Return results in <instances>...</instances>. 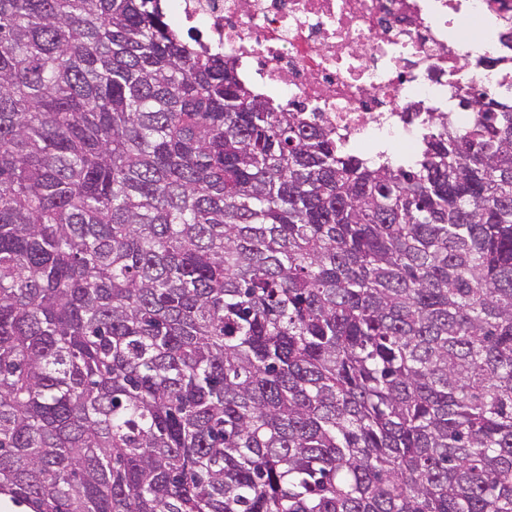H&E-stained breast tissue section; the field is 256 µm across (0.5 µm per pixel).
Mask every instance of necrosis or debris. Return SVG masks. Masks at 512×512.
<instances>
[{"label": "necrosis or debris", "mask_w": 512, "mask_h": 512, "mask_svg": "<svg viewBox=\"0 0 512 512\" xmlns=\"http://www.w3.org/2000/svg\"><path fill=\"white\" fill-rule=\"evenodd\" d=\"M168 23L197 50L235 62L240 78L375 159L415 157L435 118L469 87L512 92V47L499 34L512 0H162ZM498 61L464 58V22Z\"/></svg>", "instance_id": "4bbe7bcc"}]
</instances>
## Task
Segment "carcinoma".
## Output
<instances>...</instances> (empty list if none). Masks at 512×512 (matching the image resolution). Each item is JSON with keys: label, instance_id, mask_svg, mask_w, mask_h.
Segmentation results:
<instances>
[{"label": "carcinoma", "instance_id": "carcinoma-1", "mask_svg": "<svg viewBox=\"0 0 512 512\" xmlns=\"http://www.w3.org/2000/svg\"><path fill=\"white\" fill-rule=\"evenodd\" d=\"M367 160L159 0H0V497L512 512V103Z\"/></svg>", "mask_w": 512, "mask_h": 512}]
</instances>
